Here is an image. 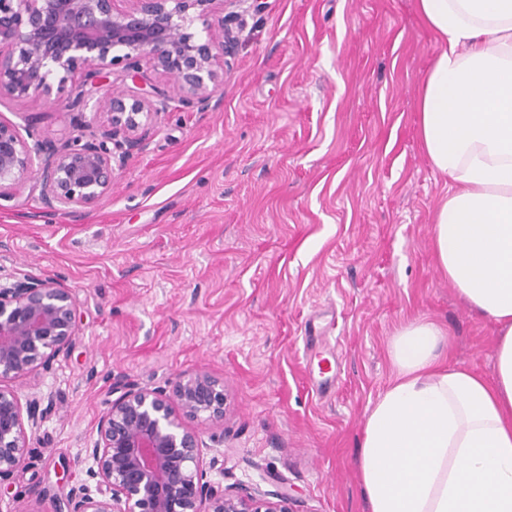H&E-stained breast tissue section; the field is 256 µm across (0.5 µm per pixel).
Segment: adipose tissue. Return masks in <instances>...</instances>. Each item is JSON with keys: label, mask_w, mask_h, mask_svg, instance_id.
Segmentation results:
<instances>
[{"label": "adipose tissue", "mask_w": 512, "mask_h": 512, "mask_svg": "<svg viewBox=\"0 0 512 512\" xmlns=\"http://www.w3.org/2000/svg\"><path fill=\"white\" fill-rule=\"evenodd\" d=\"M438 52L418 135L452 188L432 231L438 269L497 325L491 376L445 364L419 318L388 344L394 378L357 440L369 512H512V0H417Z\"/></svg>", "instance_id": "adipose-tissue-1"}]
</instances>
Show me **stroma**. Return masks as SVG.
<instances>
[{"label": "stroma", "mask_w": 512, "mask_h": 512, "mask_svg": "<svg viewBox=\"0 0 512 512\" xmlns=\"http://www.w3.org/2000/svg\"><path fill=\"white\" fill-rule=\"evenodd\" d=\"M219 108L170 101L110 195L44 216L28 178L0 199V272L56 280L79 306L72 350L10 380L51 394L0 512H61L120 379L167 387L202 370L224 384L219 488L288 492L300 512H367L356 473L368 408L393 376L389 339L426 317L450 363L492 373L495 322L436 269L433 215L451 181L417 135L418 84L437 53L416 0H246ZM69 92L0 121L59 146ZM333 349L319 388L304 325Z\"/></svg>", "instance_id": "stroma-1"}]
</instances>
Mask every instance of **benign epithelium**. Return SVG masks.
Returning <instances> with one entry per match:
<instances>
[{
	"label": "benign epithelium",
	"instance_id": "1",
	"mask_svg": "<svg viewBox=\"0 0 512 512\" xmlns=\"http://www.w3.org/2000/svg\"><path fill=\"white\" fill-rule=\"evenodd\" d=\"M243 0H0V100L27 98L40 109L53 90L78 81L73 122L84 128L88 107L106 114L89 140L78 134L50 148L0 121V197L34 178L47 215H74L112 193L121 171L148 145L153 119L176 99L187 108L219 106L231 74L239 31L224 6ZM202 21V31L192 30ZM168 88L145 82L144 68ZM133 87L103 91L112 76ZM79 308L60 283L25 275L0 276V486L23 464L52 407L51 396L21 402L3 381L47 370L76 341ZM86 448L88 479L71 486L66 512H296L280 491L252 485L216 490L217 451L192 423L224 420V384L206 372L168 388L129 383L112 387Z\"/></svg>",
	"mask_w": 512,
	"mask_h": 512
}]
</instances>
